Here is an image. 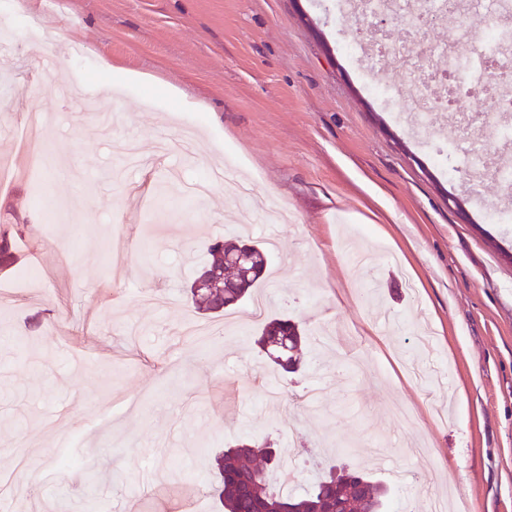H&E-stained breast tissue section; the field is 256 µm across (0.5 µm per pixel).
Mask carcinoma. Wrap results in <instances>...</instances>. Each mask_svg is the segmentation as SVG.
I'll list each match as a JSON object with an SVG mask.
<instances>
[{"label": "carcinoma", "mask_w": 512, "mask_h": 512, "mask_svg": "<svg viewBox=\"0 0 512 512\" xmlns=\"http://www.w3.org/2000/svg\"><path fill=\"white\" fill-rule=\"evenodd\" d=\"M209 262L190 287L192 299L205 311L220 312L243 303L262 276L266 250L245 240H217L209 247ZM304 329L293 318L275 317L263 324L257 343L268 350L273 363L295 369ZM267 446L243 442L224 451L218 461L215 488L224 512H383L387 488L365 475L342 468L319 476L302 494L292 493L273 479Z\"/></svg>", "instance_id": "cac0c4a2"}]
</instances>
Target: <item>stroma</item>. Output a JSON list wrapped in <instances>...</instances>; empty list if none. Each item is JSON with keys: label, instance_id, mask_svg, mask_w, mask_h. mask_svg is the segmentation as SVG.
<instances>
[{"label": "stroma", "instance_id": "stroma-1", "mask_svg": "<svg viewBox=\"0 0 512 512\" xmlns=\"http://www.w3.org/2000/svg\"><path fill=\"white\" fill-rule=\"evenodd\" d=\"M8 18L0 497L222 512L217 459L257 438L305 451L306 487L354 464L393 510L445 494L448 512H512V223L489 216L493 170L436 159L495 93L417 126L400 69L371 52L415 32L332 0H0ZM31 19L82 56L49 68ZM425 35L475 47L484 30L456 16ZM105 59L147 78L113 88ZM239 234L269 249L255 297L308 331L297 372L270 364L248 306L213 318L188 295L210 241Z\"/></svg>", "mask_w": 512, "mask_h": 512}]
</instances>
